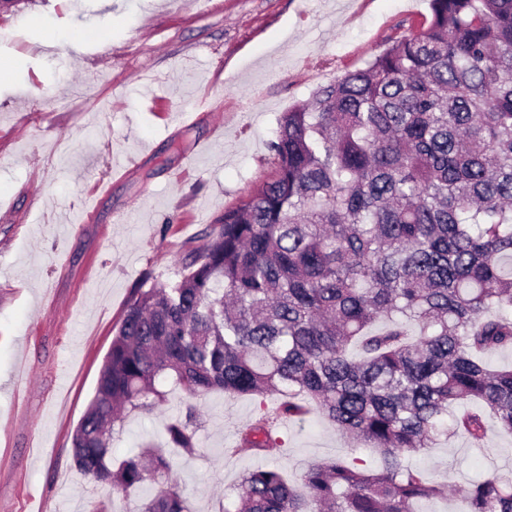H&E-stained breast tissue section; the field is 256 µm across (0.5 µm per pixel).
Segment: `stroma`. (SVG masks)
Wrapping results in <instances>:
<instances>
[{"label": "stroma", "instance_id": "obj_1", "mask_svg": "<svg viewBox=\"0 0 512 512\" xmlns=\"http://www.w3.org/2000/svg\"><path fill=\"white\" fill-rule=\"evenodd\" d=\"M430 0H12L0 6V512H36L58 496L83 512L103 487L72 459V433L112 338L145 276L174 278L179 260L225 208L272 167L267 145L284 112L393 41L426 25ZM61 36L46 45L43 26ZM210 95L221 111L179 123L164 101ZM137 168L115 176V159ZM194 163L186 182L173 173ZM110 182L92 199L89 186ZM92 218H85L86 206ZM181 392L130 416L114 456L161 440ZM196 455L172 478L194 512H218L225 491L270 462L375 457L312 414L284 423L270 458L235 451L257 402L215 391L196 403ZM411 464L447 478V504L478 474L512 468V435L480 444L440 437Z\"/></svg>", "mask_w": 512, "mask_h": 512}]
</instances>
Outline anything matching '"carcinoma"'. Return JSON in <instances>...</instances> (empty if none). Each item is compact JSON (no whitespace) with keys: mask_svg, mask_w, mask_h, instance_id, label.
<instances>
[{"mask_svg":"<svg viewBox=\"0 0 512 512\" xmlns=\"http://www.w3.org/2000/svg\"><path fill=\"white\" fill-rule=\"evenodd\" d=\"M431 20L284 113L273 168L224 210L174 280L135 290L73 438L75 469L117 491L166 486L142 512H190L172 452L195 454L192 400H259L237 448L267 456L315 411L378 466L244 474L219 512H424L447 480L407 461L453 433L512 434V0H430ZM359 355L350 354V348ZM187 398L132 456L133 412ZM276 400L270 406L266 399ZM452 425H447V419ZM457 512H512V472Z\"/></svg>","mask_w":512,"mask_h":512,"instance_id":"1","label":"carcinoma"}]
</instances>
